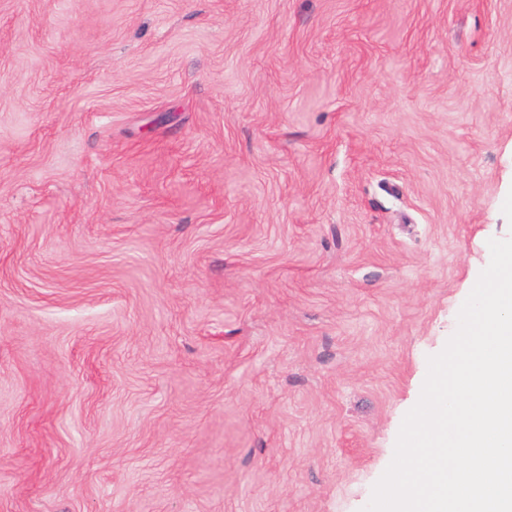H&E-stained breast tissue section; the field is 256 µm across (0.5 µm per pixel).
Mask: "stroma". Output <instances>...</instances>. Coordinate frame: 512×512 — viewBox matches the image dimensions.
<instances>
[{"instance_id": "obj_1", "label": "stroma", "mask_w": 512, "mask_h": 512, "mask_svg": "<svg viewBox=\"0 0 512 512\" xmlns=\"http://www.w3.org/2000/svg\"><path fill=\"white\" fill-rule=\"evenodd\" d=\"M511 191L512 0H0V512H362Z\"/></svg>"}]
</instances>
